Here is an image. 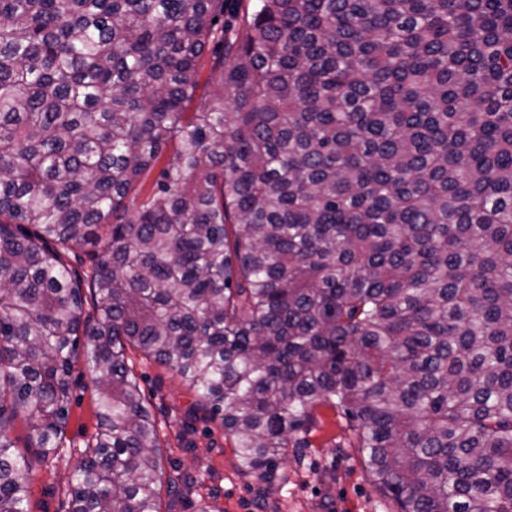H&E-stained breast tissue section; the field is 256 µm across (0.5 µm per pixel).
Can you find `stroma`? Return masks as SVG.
I'll return each instance as SVG.
<instances>
[{
  "instance_id": "35a3bbf8",
  "label": "stroma",
  "mask_w": 512,
  "mask_h": 512,
  "mask_svg": "<svg viewBox=\"0 0 512 512\" xmlns=\"http://www.w3.org/2000/svg\"><path fill=\"white\" fill-rule=\"evenodd\" d=\"M127 355L158 423L164 465H178L192 480L179 495L162 493L164 512H199L200 501L208 498L220 512H399L371 482L354 432L331 404L315 408L310 446L301 460L281 464L266 487L241 469L234 439L220 422H196L195 434L184 435L186 414L198 400L184 379L141 351ZM71 381L66 446L53 467L35 464L31 512H69L67 477L97 430L94 374L85 360L76 362Z\"/></svg>"
}]
</instances>
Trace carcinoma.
I'll return each mask as SVG.
<instances>
[{"label": "carcinoma", "instance_id": "carcinoma-1", "mask_svg": "<svg viewBox=\"0 0 512 512\" xmlns=\"http://www.w3.org/2000/svg\"><path fill=\"white\" fill-rule=\"evenodd\" d=\"M128 347L247 474L331 403L401 512H512V0H0V512H30L10 429L58 459L80 356L71 512L187 484ZM199 71L198 87L193 101L187 106L186 111L188 112H196L199 104L206 99L208 92L211 90L209 81H212V76L209 55L203 58ZM90 247L83 249L76 248L74 253H61L64 262L67 264L71 274L83 285V294L89 301V305H86V309L89 310L91 316H95L93 310V303L90 299V290L88 288L90 273L94 263L93 255L89 253Z\"/></svg>", "mask_w": 512, "mask_h": 512}]
</instances>
